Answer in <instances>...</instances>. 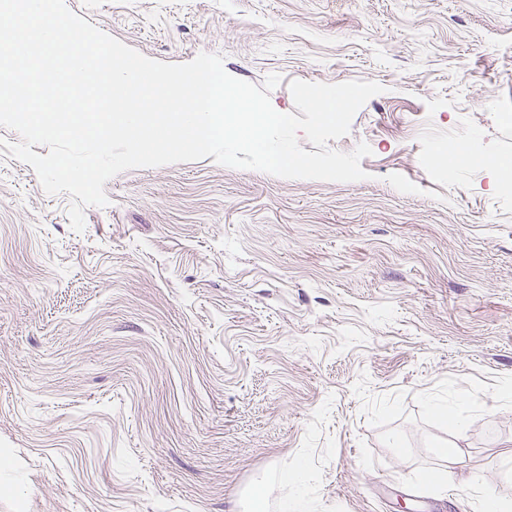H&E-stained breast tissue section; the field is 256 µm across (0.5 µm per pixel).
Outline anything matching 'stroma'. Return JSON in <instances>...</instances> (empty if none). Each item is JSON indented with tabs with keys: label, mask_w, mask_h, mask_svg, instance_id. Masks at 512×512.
Instances as JSON below:
<instances>
[{
	"label": "stroma",
	"mask_w": 512,
	"mask_h": 512,
	"mask_svg": "<svg viewBox=\"0 0 512 512\" xmlns=\"http://www.w3.org/2000/svg\"><path fill=\"white\" fill-rule=\"evenodd\" d=\"M65 5L155 60L279 74L286 113L293 80L385 91L330 143H367V179L132 169L80 233L0 127V512H471L474 475L512 499V0ZM462 136L481 164L435 167Z\"/></svg>",
	"instance_id": "35a3bbf8"
}]
</instances>
